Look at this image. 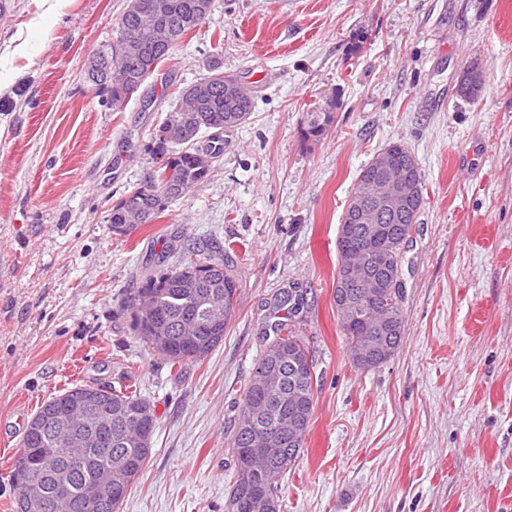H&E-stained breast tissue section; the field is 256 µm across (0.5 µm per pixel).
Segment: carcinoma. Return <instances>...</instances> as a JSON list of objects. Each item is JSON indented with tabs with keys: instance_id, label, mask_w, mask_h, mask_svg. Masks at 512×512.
<instances>
[{
	"instance_id": "obj_1",
	"label": "carcinoma",
	"mask_w": 512,
	"mask_h": 512,
	"mask_svg": "<svg viewBox=\"0 0 512 512\" xmlns=\"http://www.w3.org/2000/svg\"><path fill=\"white\" fill-rule=\"evenodd\" d=\"M140 2L141 11L136 13L133 8H127L113 42L94 53L109 63L112 78L99 80V85L107 90L105 104L112 108L129 102L130 85L144 84L168 58L170 49L154 40V30L171 27L182 38L196 30L189 19L200 0H168V13L161 19L151 10L154 0ZM196 86L201 90L200 96L191 102L176 100L158 126L155 155L160 160L159 166L147 172L142 183L112 205L109 222L115 234H131L142 225L140 215L147 213L153 220L168 204L204 183L213 169V160L223 154V140L218 136L209 138L206 154L201 153L194 140L204 130L234 128L253 111V91L243 84L232 89L218 79L204 77ZM331 121L332 116L326 112L306 113L304 138L321 137ZM423 201L424 196L420 194L412 209L380 216L375 229L364 237L367 248L374 253L384 252L389 245L394 247L389 262L392 272L399 270L402 250L412 238ZM174 251L169 244L152 255L148 273L130 289L126 298L133 334L173 367L203 360L224 340L237 299V277L229 259L208 255L202 259H185L171 267L169 259ZM187 279L196 281L198 287H183ZM213 292L223 301L224 319L211 327L203 324L202 307ZM341 326L348 337L349 356L353 360L361 344L371 336V321L343 320ZM271 329L274 338L255 368L246 387L243 408L234 422L237 479L230 500L231 512H279V480L303 447L314 409L315 364L303 338L286 323L278 322ZM380 345L359 369L370 370L385 363L394 355L400 341L382 336ZM89 389V385L75 386L44 405L55 406L56 413L64 416L71 401ZM97 392L112 402L114 412L146 401L133 391L128 393L114 387L99 388ZM252 420L280 441L278 450L267 454L259 448L247 431ZM94 437L101 440V446L74 448L68 436L28 424L20 451L29 455L37 466L39 488L46 503L43 512H58L55 496L59 491L53 479V467L67 464L76 453L82 455V465L74 471L67 512H83L81 492L101 474L112 478V505L103 512H115L124 501L150 449L129 436L125 420L115 415L112 425Z\"/></svg>"
}]
</instances>
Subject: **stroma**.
<instances>
[{"instance_id": "1", "label": "stroma", "mask_w": 512, "mask_h": 512, "mask_svg": "<svg viewBox=\"0 0 512 512\" xmlns=\"http://www.w3.org/2000/svg\"><path fill=\"white\" fill-rule=\"evenodd\" d=\"M0 18V512L41 405L77 385L150 400L151 453L119 512H229L232 425L272 323L315 363L304 447L280 512H512V0H216L139 99L88 76L128 0H9ZM255 108L208 180L129 236L108 215L157 164L176 88L212 60ZM483 71L476 100L457 82ZM330 113L304 139L307 111ZM404 143L424 204L402 251L403 334L353 366L334 301L337 238L361 169ZM220 247L238 279L224 340L170 367L130 328L150 252ZM304 297L298 314L280 292Z\"/></svg>"}]
</instances>
